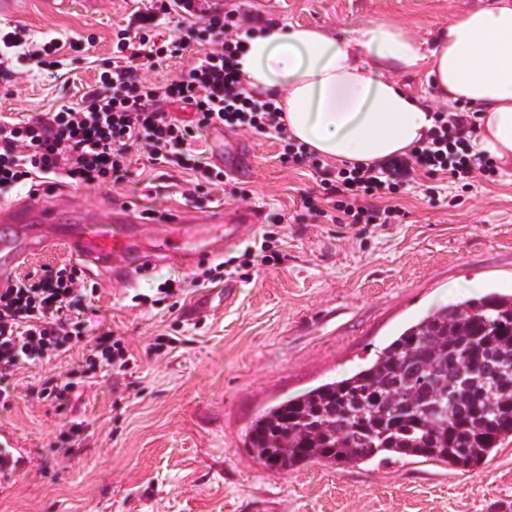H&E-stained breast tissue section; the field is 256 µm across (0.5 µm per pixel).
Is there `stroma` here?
<instances>
[{
	"mask_svg": "<svg viewBox=\"0 0 512 512\" xmlns=\"http://www.w3.org/2000/svg\"><path fill=\"white\" fill-rule=\"evenodd\" d=\"M147 0H18L0 26L24 25L29 39L86 40L67 82L29 77L0 86V113L24 118L78 102L105 70L112 34ZM484 0H201L204 7L248 12L347 37L370 20L407 26L431 43L451 17ZM253 176L248 201L207 187L195 201L175 168L132 161L123 184L93 189L43 184L52 198L92 212L131 200L140 209L198 213L216 206L283 214L286 257L259 267L249 283L190 289L176 307L133 305L156 296L171 275L157 268L124 285L85 269L97 283V320L122 336L134 360L127 374H99L58 408L38 398L45 372L18 371L15 397L0 407V429L13 433L27 465L0 488V512H496L512 501V442L484 467L456 473L438 463L401 460L385 467L312 463L270 470L248 452L253 418L269 403L301 395L357 367L409 322L459 294L512 292V165L495 181L463 189L436 181L437 200L412 189L399 203L402 223L368 228L300 222V196L314 188L307 170L280 161L281 145L249 131ZM457 205H449V198ZM165 354H150L157 336ZM80 445L62 441L71 422Z\"/></svg>",
	"mask_w": 512,
	"mask_h": 512,
	"instance_id": "stroma-1",
	"label": "stroma"
}]
</instances>
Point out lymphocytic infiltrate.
Returning <instances> with one entry per match:
<instances>
[{
  "label": "lymphocytic infiltrate",
  "instance_id": "f902f5d3",
  "mask_svg": "<svg viewBox=\"0 0 512 512\" xmlns=\"http://www.w3.org/2000/svg\"><path fill=\"white\" fill-rule=\"evenodd\" d=\"M176 33L157 39L161 21ZM254 28L244 13L206 9L198 0H151L134 13V21L115 33L117 53L107 70L79 102L60 105L28 119L0 116V193L36 187L38 180L67 179L71 186L93 187L126 179L131 152L150 163H164L196 175L184 196L198 197L205 186H223L225 196L245 198L238 182L223 171L199 163L189 141L198 129L219 123L277 139L282 163L307 168L315 189L301 197V215L331 224H397L403 215L395 199L420 177L452 178L463 188L493 179L499 167L493 156L476 151V129L469 112L437 109L425 139L402 156L374 165L349 163L330 169L288 134L272 95L251 93L242 82L237 58ZM56 39L24 41L20 30L0 29V80L16 82L23 59L47 79L64 66ZM187 59L180 76L158 82L148 69L171 59ZM192 112L190 121L175 117L172 106ZM282 215H274L244 242L241 255L204 269L195 285L229 278L249 280L258 266L280 265ZM98 292L79 264L63 260L40 271L16 275L0 287V404L14 397V378L28 364H52L75 346L84 354L66 375L46 377L42 399L66 404L84 380L100 373L126 374L132 358L125 341L112 331L91 333V304Z\"/></svg>",
  "mask_w": 512,
  "mask_h": 512
}]
</instances>
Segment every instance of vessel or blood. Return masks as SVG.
Listing matches in <instances>:
<instances>
[{
    "label": "vessel or blood",
    "instance_id": "obj_1",
    "mask_svg": "<svg viewBox=\"0 0 512 512\" xmlns=\"http://www.w3.org/2000/svg\"><path fill=\"white\" fill-rule=\"evenodd\" d=\"M210 134L213 155L225 173L251 177L250 146L225 138L219 125L213 126ZM142 221L128 203L112 206L91 220L84 212L59 208L38 193L23 202L0 206V286L9 282L24 258L58 241L64 242L76 261L95 266L105 277L128 283L160 266L191 268L236 246L250 227L261 223L262 214L257 210L229 213L216 207L202 219L209 227L207 239L195 247L183 241H167L153 248L139 246L133 227ZM25 464L24 449L11 433L1 431L0 487L9 485Z\"/></svg>",
    "mask_w": 512,
    "mask_h": 512
}]
</instances>
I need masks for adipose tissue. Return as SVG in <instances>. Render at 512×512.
<instances>
[{
  "label": "adipose tissue",
  "instance_id": "obj_1",
  "mask_svg": "<svg viewBox=\"0 0 512 512\" xmlns=\"http://www.w3.org/2000/svg\"><path fill=\"white\" fill-rule=\"evenodd\" d=\"M246 87L277 92L288 134L331 162L374 164L407 153L434 126L424 99L387 79L424 71L448 103L479 112L478 149L512 160V0L452 18L431 49L400 24L369 21L351 37L269 24L238 58Z\"/></svg>",
  "mask_w": 512,
  "mask_h": 512
}]
</instances>
